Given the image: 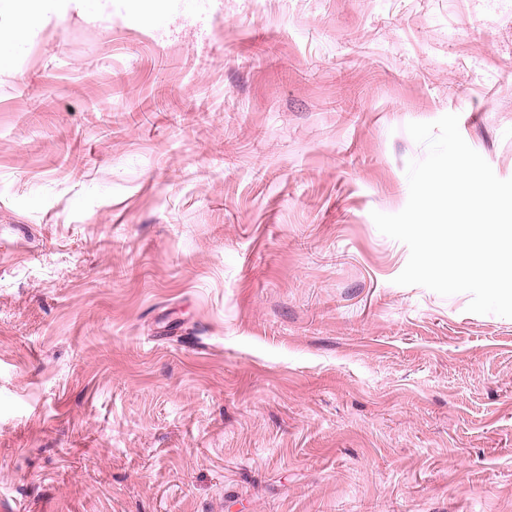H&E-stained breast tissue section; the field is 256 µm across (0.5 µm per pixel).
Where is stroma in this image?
Segmentation results:
<instances>
[{"label": "stroma", "mask_w": 512, "mask_h": 512, "mask_svg": "<svg viewBox=\"0 0 512 512\" xmlns=\"http://www.w3.org/2000/svg\"><path fill=\"white\" fill-rule=\"evenodd\" d=\"M512 178V0H74L0 67V512H512V318L395 282L411 122Z\"/></svg>", "instance_id": "35a3bbf8"}]
</instances>
